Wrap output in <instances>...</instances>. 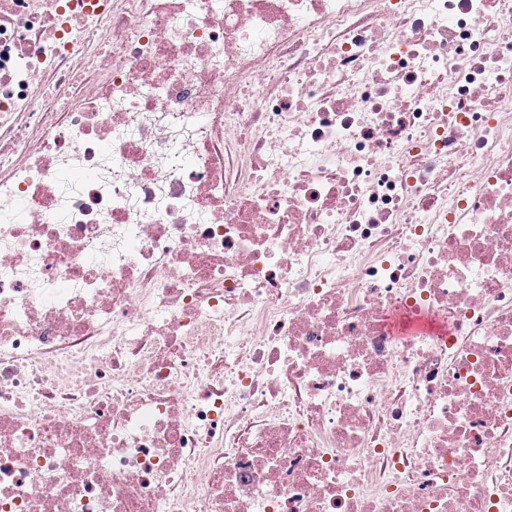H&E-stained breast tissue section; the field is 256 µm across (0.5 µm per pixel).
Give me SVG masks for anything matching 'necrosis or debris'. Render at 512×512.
<instances>
[{"instance_id": "1", "label": "necrosis or debris", "mask_w": 512, "mask_h": 512, "mask_svg": "<svg viewBox=\"0 0 512 512\" xmlns=\"http://www.w3.org/2000/svg\"><path fill=\"white\" fill-rule=\"evenodd\" d=\"M0 512H512V0H0Z\"/></svg>"}]
</instances>
